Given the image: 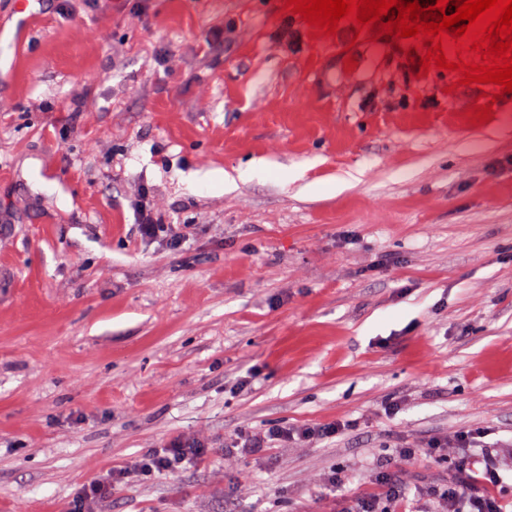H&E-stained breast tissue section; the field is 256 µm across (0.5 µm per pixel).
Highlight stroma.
Here are the masks:
<instances>
[{
  "label": "stroma",
  "mask_w": 512,
  "mask_h": 512,
  "mask_svg": "<svg viewBox=\"0 0 512 512\" xmlns=\"http://www.w3.org/2000/svg\"><path fill=\"white\" fill-rule=\"evenodd\" d=\"M285 2L0 0V512L180 436L209 460L112 512H346L384 465L435 512L460 434L512 454V93L471 123L491 85ZM141 201L189 241L141 238ZM339 428V424L328 423L316 428H305L298 433L293 432L286 427L270 426L263 433L253 434L251 437L245 438L243 443L240 441L229 449L235 454H240L242 456L252 455L262 451L264 448H273L276 444L288 442V439H295V435H297L298 438L301 436L308 441L321 440L332 436L339 431Z\"/></svg>",
  "instance_id": "35a3bbf8"
}]
</instances>
